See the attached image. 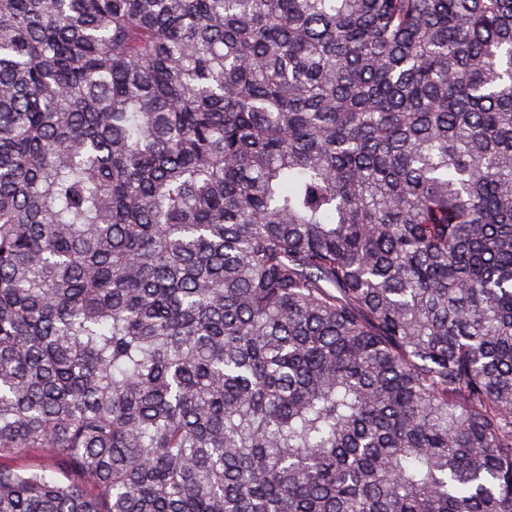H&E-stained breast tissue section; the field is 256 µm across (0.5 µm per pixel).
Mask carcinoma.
<instances>
[{
  "mask_svg": "<svg viewBox=\"0 0 512 512\" xmlns=\"http://www.w3.org/2000/svg\"><path fill=\"white\" fill-rule=\"evenodd\" d=\"M0 512H512V0H0Z\"/></svg>",
  "mask_w": 512,
  "mask_h": 512,
  "instance_id": "carcinoma-1",
  "label": "carcinoma"
}]
</instances>
